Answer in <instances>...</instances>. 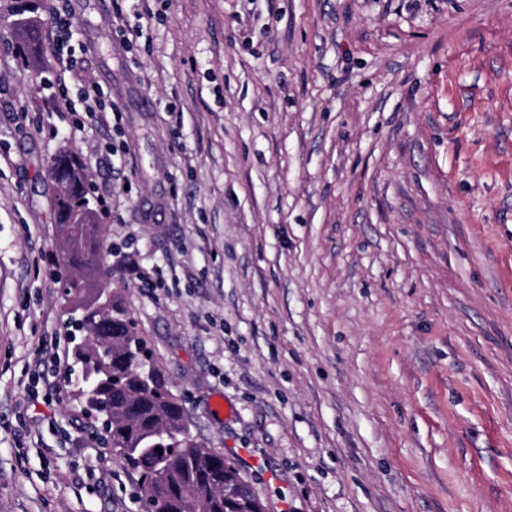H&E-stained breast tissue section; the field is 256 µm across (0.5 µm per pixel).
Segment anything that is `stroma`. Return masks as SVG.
Returning <instances> with one entry per match:
<instances>
[{
  "mask_svg": "<svg viewBox=\"0 0 512 512\" xmlns=\"http://www.w3.org/2000/svg\"><path fill=\"white\" fill-rule=\"evenodd\" d=\"M50 7L0 0V512L139 509L72 385L60 153L267 512H512V0H70L63 74ZM81 100L83 112H86L87 116L91 119L96 118L102 113L117 112L116 109L112 108V105L101 98L96 86L92 83L83 87V97Z\"/></svg>",
  "mask_w": 512,
  "mask_h": 512,
  "instance_id": "obj_1",
  "label": "stroma"
}]
</instances>
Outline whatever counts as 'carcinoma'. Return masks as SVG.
<instances>
[{
	"label": "carcinoma",
	"mask_w": 512,
	"mask_h": 512,
	"mask_svg": "<svg viewBox=\"0 0 512 512\" xmlns=\"http://www.w3.org/2000/svg\"><path fill=\"white\" fill-rule=\"evenodd\" d=\"M49 170L61 185L55 198L59 257L78 271L65 293L85 332L74 352L83 380L77 397L105 416L112 452L146 479L140 496L153 499L157 512H265L234 463L190 434L185 408L121 303L112 294L101 298L112 275L103 262L102 225L88 207L84 167L64 153Z\"/></svg>",
	"instance_id": "obj_1"
}]
</instances>
